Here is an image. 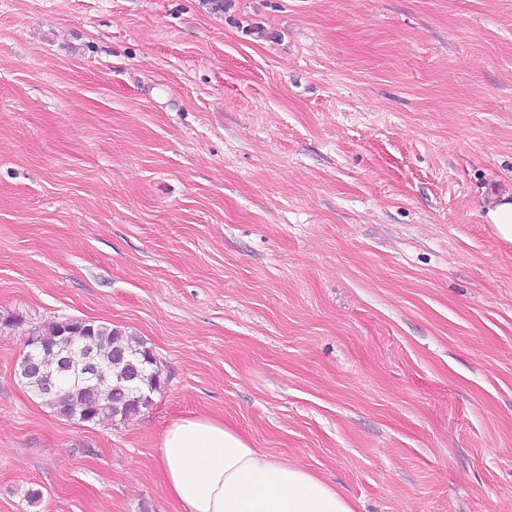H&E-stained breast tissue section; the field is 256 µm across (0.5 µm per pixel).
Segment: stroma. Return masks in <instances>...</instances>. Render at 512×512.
Returning a JSON list of instances; mask_svg holds the SVG:
<instances>
[{"label":"stroma","mask_w":512,"mask_h":512,"mask_svg":"<svg viewBox=\"0 0 512 512\" xmlns=\"http://www.w3.org/2000/svg\"><path fill=\"white\" fill-rule=\"evenodd\" d=\"M506 195L512 0H0V512H178L192 414L357 512H512ZM69 318L146 341L149 410L21 383ZM487 218L501 238L512 241V199L494 202L487 208Z\"/></svg>","instance_id":"35a3bbf8"}]
</instances>
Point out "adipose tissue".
Masks as SVG:
<instances>
[{
    "instance_id": "ef3b65f1",
    "label": "adipose tissue",
    "mask_w": 512,
    "mask_h": 512,
    "mask_svg": "<svg viewBox=\"0 0 512 512\" xmlns=\"http://www.w3.org/2000/svg\"><path fill=\"white\" fill-rule=\"evenodd\" d=\"M157 468L180 512H355L317 474L253 447L209 416H186L161 434Z\"/></svg>"
}]
</instances>
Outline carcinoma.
<instances>
[{
	"instance_id": "cac0c4a2",
	"label": "carcinoma",
	"mask_w": 512,
	"mask_h": 512,
	"mask_svg": "<svg viewBox=\"0 0 512 512\" xmlns=\"http://www.w3.org/2000/svg\"><path fill=\"white\" fill-rule=\"evenodd\" d=\"M25 355L43 362L26 387L54 412L87 423L124 422L149 409L161 383L152 350L108 322L66 319L27 333ZM96 364L83 374L86 357Z\"/></svg>"
}]
</instances>
